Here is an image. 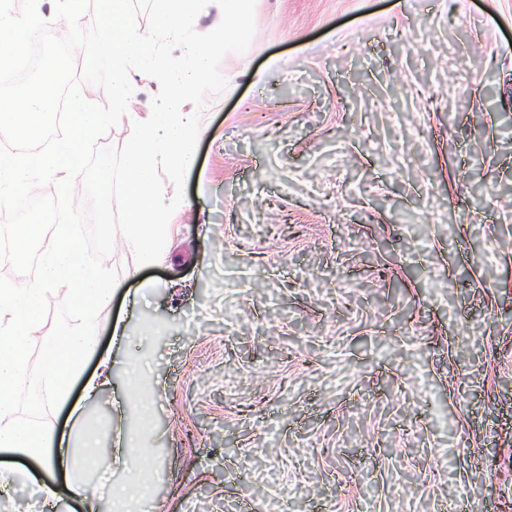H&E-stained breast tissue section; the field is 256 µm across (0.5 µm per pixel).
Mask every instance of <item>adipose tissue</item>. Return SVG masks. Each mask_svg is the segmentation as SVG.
I'll use <instances>...</instances> for the list:
<instances>
[{"label":"adipose tissue","mask_w":512,"mask_h":512,"mask_svg":"<svg viewBox=\"0 0 512 512\" xmlns=\"http://www.w3.org/2000/svg\"><path fill=\"white\" fill-rule=\"evenodd\" d=\"M61 286L66 287L72 305L81 311L110 306L115 289L62 227L42 238L38 272L33 279L21 287L0 283V491L34 486L45 512H54L62 493L51 479L55 470H63L66 491L85 497L80 476L83 470L100 466L102 460L97 434L85 428L87 407L112 383L111 358L98 355L96 337L75 328L61 330L43 356L39 375L47 387L46 400L69 406L70 427L33 425L15 418L16 399L28 382L30 347L36 339L35 318L47 294ZM94 356L99 359L100 370L85 375L86 362ZM77 381L82 384V394L75 402L71 395ZM9 451L30 457L32 466L20 467L6 459Z\"/></svg>","instance_id":"obj_1"}]
</instances>
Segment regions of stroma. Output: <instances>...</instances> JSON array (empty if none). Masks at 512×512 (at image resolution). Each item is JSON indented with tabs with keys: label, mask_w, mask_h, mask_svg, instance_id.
<instances>
[{
	"label": "stroma",
	"mask_w": 512,
	"mask_h": 512,
	"mask_svg": "<svg viewBox=\"0 0 512 512\" xmlns=\"http://www.w3.org/2000/svg\"><path fill=\"white\" fill-rule=\"evenodd\" d=\"M206 96L166 260L91 323L112 385L87 422L143 426L151 480L84 476L96 512H512V0H256ZM128 113L158 84L130 75ZM125 318L131 343L112 347ZM15 414L64 424L41 349ZM144 359L149 417L125 405Z\"/></svg>",
	"instance_id": "1"
}]
</instances>
